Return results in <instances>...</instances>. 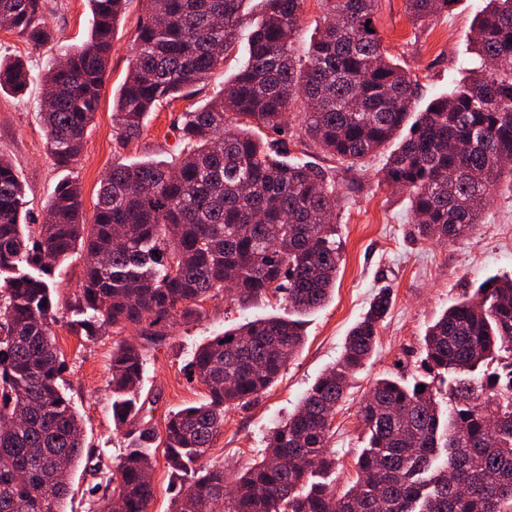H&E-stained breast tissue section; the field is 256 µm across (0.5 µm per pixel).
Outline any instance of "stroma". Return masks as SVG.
Wrapping results in <instances>:
<instances>
[{
    "mask_svg": "<svg viewBox=\"0 0 512 512\" xmlns=\"http://www.w3.org/2000/svg\"><path fill=\"white\" fill-rule=\"evenodd\" d=\"M53 2L47 20L54 41L36 49L14 32L0 29V57L21 58L32 72L39 73L65 48L88 40L90 0ZM484 6L485 0H460L448 14L415 24L406 12L405 0H377L374 25L378 36L388 56L415 81L417 109H424L434 96L449 91L461 79L462 64L471 56L467 34ZM145 13L144 0H128L113 34L98 110L72 167H56L49 154L46 130L39 118L44 92L41 83L31 84L18 96L0 94V153L9 155L18 168L30 200L32 223H41L55 186L66 179L79 181L85 215L93 217L100 181L113 163L167 159L175 150L170 140L175 118L221 92L248 55L247 41H240L223 65L210 73L198 94L149 112L141 137L121 144L112 122V94L130 69L133 39ZM288 150L315 169L332 174L335 181L336 224L342 246L336 286L328 302L306 316L303 348L259 403L226 411L224 431L208 459L223 466L230 479L258 460L268 430L296 408L325 368L338 361L348 330L373 296L384 289L390 293L391 306L378 326L376 350L367 366L354 375L333 422L329 448L340 461L336 490L341 493L355 479L356 459L366 445L358 409L374 381L383 377L409 381L422 375L421 340L427 328L481 282L496 275H512V193L499 190L472 236L438 245L413 238L405 194L383 183L388 150L367 157L360 167L348 172L316 149L292 144ZM82 270V259L74 257L57 268L54 278L59 313L52 329L67 364L63 374L67 393L83 418L95 464L94 469L80 466L73 472L65 512H93L130 442L112 421L111 329L103 328L89 340L70 327L74 313L69 304L79 291ZM204 309L199 320L179 322L171 336L149 352L143 393L155 402L152 423L156 431H163L167 411L198 403L206 394L205 387L191 380L185 370L198 344L213 332L283 312L281 303L272 297L244 307L218 298L205 302Z\"/></svg>",
    "mask_w": 512,
    "mask_h": 512,
    "instance_id": "1",
    "label": "stroma"
}]
</instances>
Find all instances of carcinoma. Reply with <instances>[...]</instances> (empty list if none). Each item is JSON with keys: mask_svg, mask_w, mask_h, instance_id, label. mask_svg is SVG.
Segmentation results:
<instances>
[{"mask_svg": "<svg viewBox=\"0 0 512 512\" xmlns=\"http://www.w3.org/2000/svg\"><path fill=\"white\" fill-rule=\"evenodd\" d=\"M127 0H92L88 41L40 77L55 95L39 104L55 164L78 158L98 110L112 35ZM136 51L112 120L119 140L140 136L158 103L190 98L249 29L248 58L224 91L176 125L169 161L112 165L94 223L82 221L78 184L61 182L43 221L27 223L24 185L0 154V512H64L69 474L83 457L81 417L62 387L52 331L55 266L84 258L73 308L79 334L119 337L110 366L112 418L142 423L148 351L226 289L243 304L275 297L293 316L248 320L206 338L187 363L205 399L166 417L172 512H512V277L489 278L428 328L431 384L382 378L360 403L367 446L356 480L336 494L329 477L333 420L350 379L375 350L389 294L378 293L297 408L266 435L262 457L224 496V468L206 457L225 408L256 404L304 344L301 316L321 308L340 267L336 189L278 146L294 139L351 169L404 126L383 181L408 194L411 232L450 242L472 235L502 181L512 186V0H489L473 28L475 59L451 91L414 112V81L384 51L377 0H320L326 22L308 62L294 44L304 0H146ZM413 21L453 0H406ZM48 0H0V21L38 49L54 40ZM35 81L20 59L0 60V93ZM299 106L301 122L286 115ZM37 270L33 275L23 271ZM134 328L144 343L120 338ZM425 386V390L417 386ZM19 417L18 427L3 423ZM154 434L139 430L96 512H148Z\"/></svg>", "mask_w": 512, "mask_h": 512, "instance_id": "carcinoma-1", "label": "carcinoma"}]
</instances>
